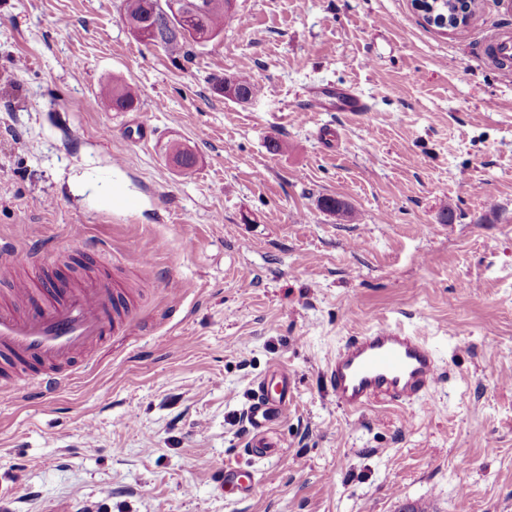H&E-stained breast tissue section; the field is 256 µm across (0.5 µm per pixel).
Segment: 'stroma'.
Instances as JSON below:
<instances>
[{"label":"stroma","mask_w":512,"mask_h":512,"mask_svg":"<svg viewBox=\"0 0 512 512\" xmlns=\"http://www.w3.org/2000/svg\"><path fill=\"white\" fill-rule=\"evenodd\" d=\"M124 6L0 0V244L135 297L74 378L0 394L6 512H512V68L485 56L512 0L459 32L412 0H234L248 24L187 56ZM242 74L254 99L214 90ZM113 81L132 109L100 107ZM327 85L369 111H311ZM380 324L439 377L352 413L326 367ZM276 367L293 402L242 497L219 473L249 463L238 419Z\"/></svg>","instance_id":"35a3bbf8"}]
</instances>
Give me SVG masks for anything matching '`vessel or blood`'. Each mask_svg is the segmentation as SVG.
Returning a JSON list of instances; mask_svg holds the SVG:
<instances>
[{
	"label": "vessel or blood",
	"mask_w": 512,
	"mask_h": 512,
	"mask_svg": "<svg viewBox=\"0 0 512 512\" xmlns=\"http://www.w3.org/2000/svg\"><path fill=\"white\" fill-rule=\"evenodd\" d=\"M316 112H364L368 106L354 87H318L310 93ZM41 254L16 258L8 245L0 246V268L22 264L40 269ZM23 306L0 305V359L24 365L30 382L48 387L68 378L77 362H88L94 344L130 323L121 295L111 282L91 276L79 282L43 280L40 286L19 284ZM439 366L422 337L382 324L350 339L327 365V376L338 403L359 411L375 399L409 402L437 378ZM276 391L259 384L247 414L254 430L250 454L268 458L275 445L266 437L271 423L282 417L292 401L286 371H279ZM257 469L225 468L224 485L251 493Z\"/></svg>",
	"instance_id": "obj_1"
}]
</instances>
